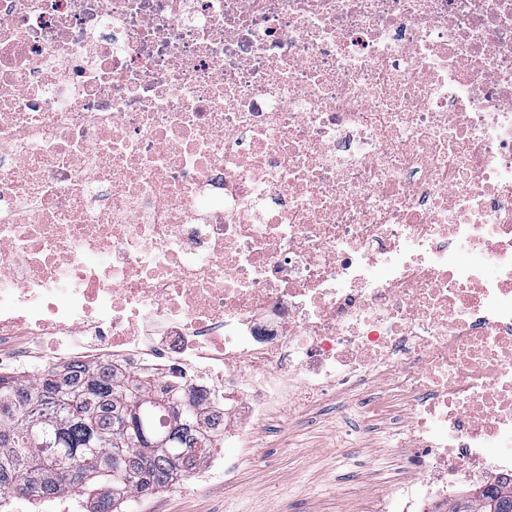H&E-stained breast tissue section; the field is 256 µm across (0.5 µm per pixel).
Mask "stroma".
Here are the masks:
<instances>
[{
	"mask_svg": "<svg viewBox=\"0 0 512 512\" xmlns=\"http://www.w3.org/2000/svg\"><path fill=\"white\" fill-rule=\"evenodd\" d=\"M345 403L327 398L293 420L270 416L247 447L228 449L234 481L190 476L136 499L129 512H353L363 490L393 475L388 419L360 430Z\"/></svg>",
	"mask_w": 512,
	"mask_h": 512,
	"instance_id": "obj_1",
	"label": "stroma"
}]
</instances>
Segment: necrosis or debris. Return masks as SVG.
Segmentation results:
<instances>
[{
  "instance_id": "obj_1",
  "label": "necrosis or debris",
  "mask_w": 512,
  "mask_h": 512,
  "mask_svg": "<svg viewBox=\"0 0 512 512\" xmlns=\"http://www.w3.org/2000/svg\"><path fill=\"white\" fill-rule=\"evenodd\" d=\"M72 361L398 401L357 512L512 477V0H0V375Z\"/></svg>"
}]
</instances>
